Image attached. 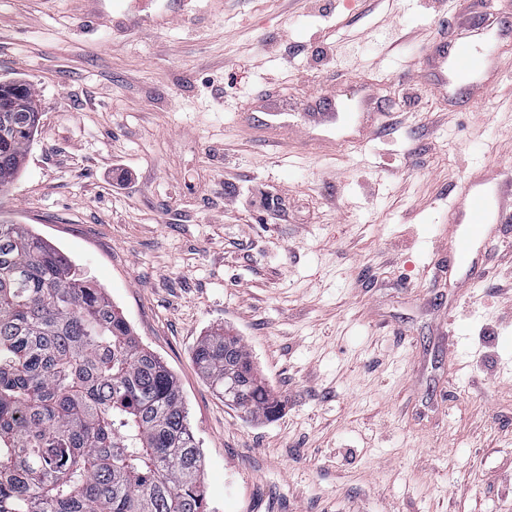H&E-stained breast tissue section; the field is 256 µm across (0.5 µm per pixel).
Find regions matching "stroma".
Instances as JSON below:
<instances>
[{
  "instance_id": "1",
  "label": "stroma",
  "mask_w": 512,
  "mask_h": 512,
  "mask_svg": "<svg viewBox=\"0 0 512 512\" xmlns=\"http://www.w3.org/2000/svg\"><path fill=\"white\" fill-rule=\"evenodd\" d=\"M0 0V81L41 114L0 214L102 288L173 372L210 512H512V223L465 281L448 203L512 168V36L497 72L442 93L455 30L512 27V0ZM367 99L364 129L314 98ZM290 127L261 137V101ZM240 336L282 402L226 406L193 362Z\"/></svg>"
}]
</instances>
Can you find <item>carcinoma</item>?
<instances>
[{"instance_id":"carcinoma-1","label":"carcinoma","mask_w":512,"mask_h":512,"mask_svg":"<svg viewBox=\"0 0 512 512\" xmlns=\"http://www.w3.org/2000/svg\"><path fill=\"white\" fill-rule=\"evenodd\" d=\"M0 112V190L18 176L40 112L31 85ZM195 364L246 417L280 401L243 340L204 336ZM0 512H208L203 457L176 377L105 291L61 250L0 217Z\"/></svg>"}]
</instances>
